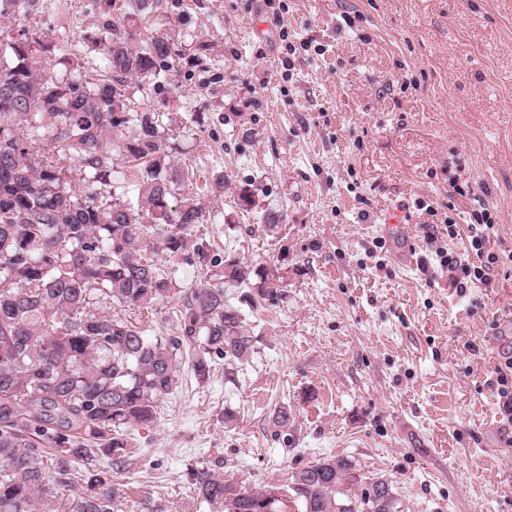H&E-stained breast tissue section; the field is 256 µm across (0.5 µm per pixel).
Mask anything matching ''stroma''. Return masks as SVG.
<instances>
[{"label": "stroma", "mask_w": 512, "mask_h": 512, "mask_svg": "<svg viewBox=\"0 0 512 512\" xmlns=\"http://www.w3.org/2000/svg\"><path fill=\"white\" fill-rule=\"evenodd\" d=\"M39 3L0 36L64 38L87 74L104 72L80 34L107 0ZM142 20L186 50L163 88L130 95L173 119L170 160L194 171L208 218L198 235L284 279L247 313L254 351L232 378L219 362L198 383L180 355L181 385L134 429L117 475L124 512H209L193 468L262 491L327 457L350 463L353 498L385 477L402 512H512V425L487 384L512 348L493 333L512 318V0H164ZM247 185L278 228L238 209ZM393 208L409 223L386 224ZM485 209L504 261L491 287L460 292L435 251L466 256Z\"/></svg>", "instance_id": "obj_1"}]
</instances>
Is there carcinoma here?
Instances as JSON below:
<instances>
[{
  "label": "carcinoma",
  "mask_w": 512,
  "mask_h": 512,
  "mask_svg": "<svg viewBox=\"0 0 512 512\" xmlns=\"http://www.w3.org/2000/svg\"><path fill=\"white\" fill-rule=\"evenodd\" d=\"M135 10L100 12L92 43L106 73L90 77L74 55L27 28L0 41V512H123L112 466L131 454L130 428L156 420L179 385L177 351L195 379L215 359L254 351L242 309L279 297V271L215 253L193 237L206 211L185 194L190 173L169 161L171 129L160 113L134 110L123 85L160 86L181 49L137 30ZM38 0H0V17L26 18ZM69 156L64 165L56 157ZM137 174V195L98 199ZM201 280L181 288L179 261ZM180 294L178 335H152L156 307ZM351 465L304 466L286 494L253 491L209 468L191 473L200 503L217 512H338ZM393 481L362 485L372 501Z\"/></svg>",
  "instance_id": "obj_1"
}]
</instances>
